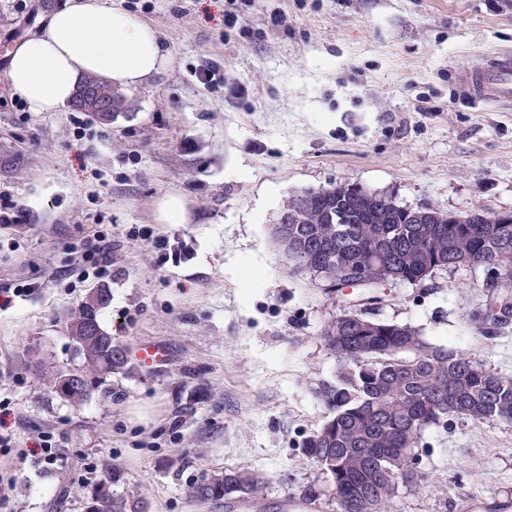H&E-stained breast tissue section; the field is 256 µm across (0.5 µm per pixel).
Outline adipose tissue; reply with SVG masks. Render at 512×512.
Wrapping results in <instances>:
<instances>
[{"mask_svg":"<svg viewBox=\"0 0 512 512\" xmlns=\"http://www.w3.org/2000/svg\"><path fill=\"white\" fill-rule=\"evenodd\" d=\"M169 64L156 31L144 21L106 0H65L12 51L5 78L30 111L55 112L72 100L83 77L132 87Z\"/></svg>","mask_w":512,"mask_h":512,"instance_id":"ef3b65f1","label":"adipose tissue"}]
</instances>
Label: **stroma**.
I'll return each instance as SVG.
<instances>
[{"mask_svg":"<svg viewBox=\"0 0 512 512\" xmlns=\"http://www.w3.org/2000/svg\"><path fill=\"white\" fill-rule=\"evenodd\" d=\"M65 0H0V71ZM152 26L171 57L126 89L111 123L32 112L0 78V191L25 220L0 226V401L9 403L0 512H87L101 485L140 512H332L305 451L327 411L316 391L336 360L324 323L361 289L293 269L271 233L309 188L354 182L408 208L512 211V106L475 103L461 71L512 52V0H109ZM216 65L213 84L201 68ZM192 220L161 224L158 200ZM112 238L106 271L73 249ZM482 270L381 289L377 318L512 376V319L483 322ZM129 356L80 404L53 393L77 366L68 314L91 292ZM165 349L156 368L134 356ZM147 408L149 416L136 418ZM50 439L56 463L30 453ZM429 486L391 512H507L512 427L445 418L414 450ZM227 470L264 480L246 508L198 504L189 488ZM322 495L305 502L302 491ZM156 214L161 224H187L190 221L186 202L176 192L167 193L159 200Z\"/></svg>","mask_w":512,"mask_h":512,"instance_id":"obj_1","label":"stroma"}]
</instances>
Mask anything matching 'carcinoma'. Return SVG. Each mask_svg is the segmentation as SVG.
Returning <instances> with one entry per match:
<instances>
[{
	"mask_svg": "<svg viewBox=\"0 0 512 512\" xmlns=\"http://www.w3.org/2000/svg\"><path fill=\"white\" fill-rule=\"evenodd\" d=\"M379 193L354 183L312 188L291 199L283 212L303 206V221L288 225L281 251L297 270L339 269L369 251L386 269L371 275L422 284L424 260L435 256L448 270L493 267L491 288L502 298L501 322L512 314V224H416L398 204L375 202ZM341 215L344 223L332 218ZM326 348L336 357V377L316 391L328 417L306 443L308 455L332 449L330 464L320 467L337 494L356 503V512H390L399 486L421 487L427 476L409 474L395 462L402 449L417 446L424 430L442 417L497 421L512 426V378L486 370L466 352L431 346L411 326L384 322L373 336L337 332L336 317L322 330ZM260 479L245 471L221 476V490L200 482L189 490L198 503L257 499ZM97 512H138L135 503L98 492Z\"/></svg>",
	"mask_w": 512,
	"mask_h": 512,
	"instance_id": "cac0c4a2",
	"label": "carcinoma"
}]
</instances>
